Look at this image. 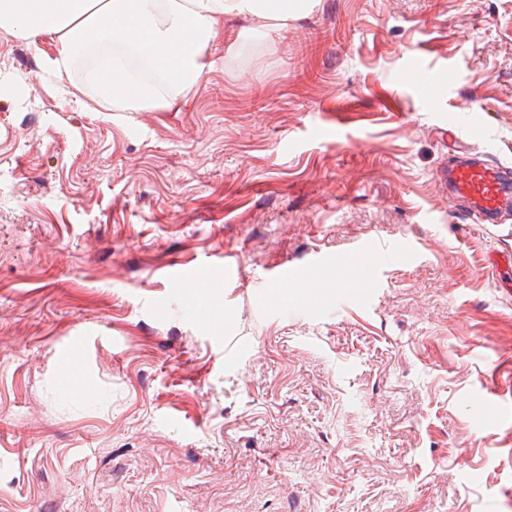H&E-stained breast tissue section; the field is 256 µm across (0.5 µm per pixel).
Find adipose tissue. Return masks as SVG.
<instances>
[{
	"label": "adipose tissue",
	"instance_id": "obj_1",
	"mask_svg": "<svg viewBox=\"0 0 512 512\" xmlns=\"http://www.w3.org/2000/svg\"><path fill=\"white\" fill-rule=\"evenodd\" d=\"M310 0H0V31L35 42L52 37L58 56L47 72L65 69L79 48L90 41L112 39L137 51L167 83L186 90L202 79L205 51L220 17L287 22L289 14L307 10ZM95 84L123 111L138 112L159 98L156 85L128 73L121 59L99 67Z\"/></svg>",
	"mask_w": 512,
	"mask_h": 512
}]
</instances>
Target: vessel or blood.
I'll return each mask as SVG.
<instances>
[{"mask_svg":"<svg viewBox=\"0 0 512 512\" xmlns=\"http://www.w3.org/2000/svg\"><path fill=\"white\" fill-rule=\"evenodd\" d=\"M442 182L447 185L451 195L469 201L483 218H491L502 209L512 206V168L504 165L466 155L444 170ZM333 264L340 269L333 280H317L314 264L306 262L270 275L265 286L274 295L281 290L286 280L295 279L307 287L305 301L310 306L316 305L322 294L346 283L358 294L368 293L373 283L371 266L345 264L338 258L334 259Z\"/></svg>","mask_w":512,"mask_h":512,"instance_id":"vessel-or-blood-1","label":"vessel or blood"}]
</instances>
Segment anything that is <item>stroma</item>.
Instances as JSON below:
<instances>
[{"instance_id": "35a3bbf8", "label": "stroma", "mask_w": 512, "mask_h": 512, "mask_svg": "<svg viewBox=\"0 0 512 512\" xmlns=\"http://www.w3.org/2000/svg\"><path fill=\"white\" fill-rule=\"evenodd\" d=\"M56 56L0 33V512H512V212L437 180L471 106L512 167V0L225 17L145 112ZM366 241L418 255L268 298ZM331 264L336 267L344 266V270L336 275V279L329 281H318L316 279V270L314 264L303 263L298 264L290 269L279 270L270 275L265 281V287L269 289L271 295L277 294L282 284L288 278L295 279L308 288L305 297V306L312 307L321 299L322 294L343 288L345 280H348L351 288L365 296L369 292V288H373L372 268L368 266L353 265L351 263H343L341 257H336Z\"/></svg>"}]
</instances>
